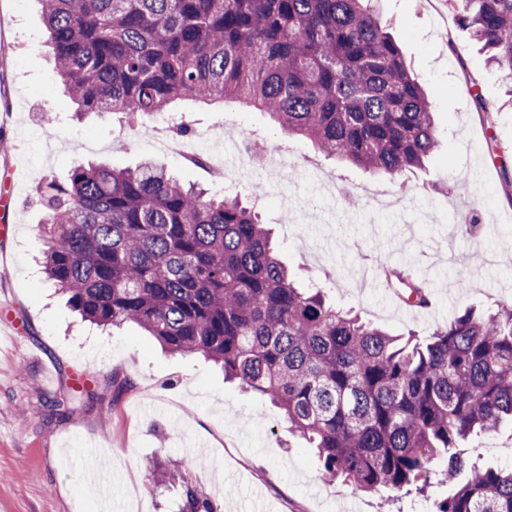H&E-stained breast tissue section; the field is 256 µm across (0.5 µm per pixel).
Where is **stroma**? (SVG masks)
<instances>
[{"label":"stroma","instance_id":"35a3bbf8","mask_svg":"<svg viewBox=\"0 0 512 512\" xmlns=\"http://www.w3.org/2000/svg\"><path fill=\"white\" fill-rule=\"evenodd\" d=\"M389 22L407 67L425 88L440 148L396 182L325 158L310 141L274 130L265 113L237 103H182L191 153L225 157L224 126L244 123L255 138L281 144L296 174L265 185L256 210L273 230L283 260L305 288L375 325L429 336L468 306L512 301V205L498 173L512 168V82L488 64L446 0H371ZM46 45L37 0H0V199L13 195L14 232L0 236V512H178L179 484L149 490L146 460L174 457L182 473L223 512H430L450 486L433 472L425 494L380 488L358 492L327 478L312 449L289 433L279 409L237 385L202 356L172 355L138 326L102 330L79 322L46 280L45 177L76 166L117 168L148 159L181 183L238 195L215 168L188 164L140 139L157 116L76 118ZM55 113L53 129L45 114ZM360 203L346 205L344 193ZM413 264L429 286V309L398 307L384 277L357 289L367 265ZM122 387H115V380ZM92 390L66 417L50 400ZM485 466L512 465V424L473 440ZM112 464L109 482L89 474L95 457Z\"/></svg>","mask_w":512,"mask_h":512}]
</instances>
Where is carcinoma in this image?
<instances>
[{"instance_id": "1", "label": "carcinoma", "mask_w": 512, "mask_h": 512, "mask_svg": "<svg viewBox=\"0 0 512 512\" xmlns=\"http://www.w3.org/2000/svg\"><path fill=\"white\" fill-rule=\"evenodd\" d=\"M56 74L81 112L239 102L281 133L397 180L440 137L431 104L367 0H40ZM512 82V0H449ZM48 279L81 320L134 323L200 354L283 412L323 472L360 492L457 479L433 512H512V468L463 445L512 420V302L432 336L393 334L296 284L254 207L144 162L90 164L39 189ZM404 299L429 303L425 283ZM183 462L145 467L153 487ZM180 512H221L185 484Z\"/></svg>"}]
</instances>
